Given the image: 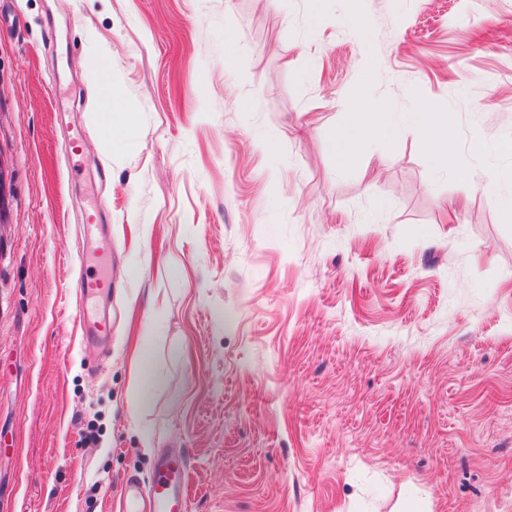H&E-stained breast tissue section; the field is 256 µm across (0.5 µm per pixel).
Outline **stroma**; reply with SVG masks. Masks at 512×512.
Wrapping results in <instances>:
<instances>
[{
  "label": "stroma",
  "instance_id": "stroma-1",
  "mask_svg": "<svg viewBox=\"0 0 512 512\" xmlns=\"http://www.w3.org/2000/svg\"><path fill=\"white\" fill-rule=\"evenodd\" d=\"M0 169V512H512V0H0ZM367 125L351 126L337 139L332 141V148L338 153V166L340 168L350 165L356 157V148L359 145ZM112 295V278L108 275L96 273L93 276H81L79 280V297L82 301L79 321L88 335L109 336L111 323L106 318L99 317L95 311L84 307V302L91 299H100ZM155 477L141 482L128 477L121 489L123 512H186L188 463L183 452L160 457Z\"/></svg>",
  "mask_w": 512,
  "mask_h": 512
}]
</instances>
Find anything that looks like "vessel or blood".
Listing matches in <instances>:
<instances>
[{"label": "vessel or blood", "mask_w": 512, "mask_h": 512, "mask_svg": "<svg viewBox=\"0 0 512 512\" xmlns=\"http://www.w3.org/2000/svg\"><path fill=\"white\" fill-rule=\"evenodd\" d=\"M112 279L97 273L81 277L79 297L81 301L111 296ZM79 321L86 333L96 336L110 335L109 320L99 317L88 308H81ZM156 474L149 482L127 478L122 489L123 512H187L188 463L183 453L160 457L155 466Z\"/></svg>", "instance_id": "1"}]
</instances>
